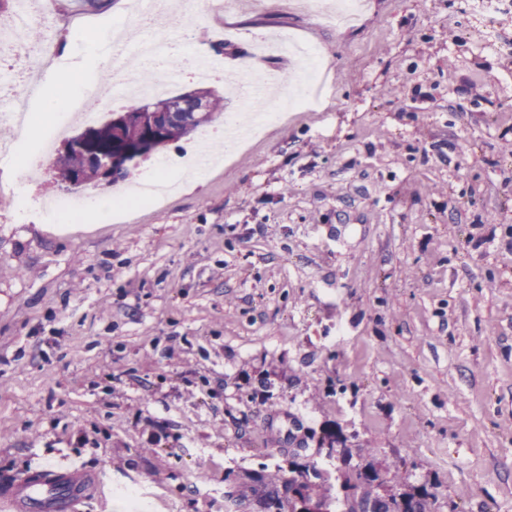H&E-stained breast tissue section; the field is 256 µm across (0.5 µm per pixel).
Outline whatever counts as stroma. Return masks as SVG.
Returning a JSON list of instances; mask_svg holds the SVG:
<instances>
[{"instance_id": "stroma-1", "label": "stroma", "mask_w": 512, "mask_h": 512, "mask_svg": "<svg viewBox=\"0 0 512 512\" xmlns=\"http://www.w3.org/2000/svg\"><path fill=\"white\" fill-rule=\"evenodd\" d=\"M138 25L238 68L259 36L317 44L327 85L194 189L125 219L56 224L53 161L28 215L0 202V476L105 471L80 512H265L277 475L343 434L434 512H512V0H175ZM125 0H60L19 35L94 72Z\"/></svg>"}]
</instances>
